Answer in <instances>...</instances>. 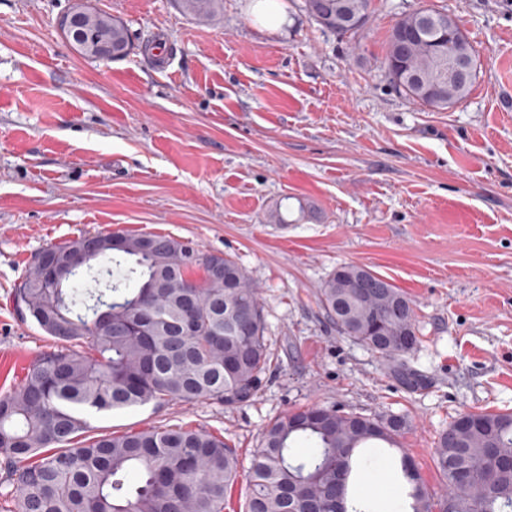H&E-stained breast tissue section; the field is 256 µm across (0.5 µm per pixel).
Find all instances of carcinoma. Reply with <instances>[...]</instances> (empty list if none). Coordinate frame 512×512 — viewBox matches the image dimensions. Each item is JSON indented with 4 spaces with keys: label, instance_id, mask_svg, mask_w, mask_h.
<instances>
[{
    "label": "carcinoma",
    "instance_id": "1",
    "mask_svg": "<svg viewBox=\"0 0 512 512\" xmlns=\"http://www.w3.org/2000/svg\"><path fill=\"white\" fill-rule=\"evenodd\" d=\"M222 0H178L198 19ZM370 0H302L322 28L356 34ZM78 43L120 60L134 46L120 19L86 3ZM453 14L419 9L394 24L382 60L400 95L432 110L464 101L477 74L472 43L445 37ZM419 76L416 83L405 79ZM112 266H65L58 285L38 264L15 289L22 317L52 337L57 350L32 364L23 386L0 398V461L13 477L19 512H224L238 460L224 440L182 426L101 437L88 417L180 400L248 401L268 370L264 308L257 288L231 257L172 236L85 235L50 247L64 258L87 241ZM222 274H211L215 264ZM318 299L330 321L386 359L417 345L414 309L381 275L344 265L325 279ZM403 416L364 417L335 407L284 414L265 429L251 460L245 512H358L349 496L353 469L368 472L384 447H398ZM305 443L309 453L294 454ZM434 461L448 494L439 499L414 463H400L407 512H512V413L464 412L440 434ZM468 468L466 489L455 472Z\"/></svg>",
    "mask_w": 512,
    "mask_h": 512
}]
</instances>
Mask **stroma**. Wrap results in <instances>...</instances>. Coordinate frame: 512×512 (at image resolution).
<instances>
[{"label":"stroma","instance_id":"35a3bbf8","mask_svg":"<svg viewBox=\"0 0 512 512\" xmlns=\"http://www.w3.org/2000/svg\"><path fill=\"white\" fill-rule=\"evenodd\" d=\"M142 53L81 55L59 18L75 0H0V396L57 344L12 295L38 252L85 234L169 235L233 257L257 285L271 367L256 394L115 410L91 433L183 426L236 453L224 512H243L266 426L333 406L405 416L381 468L412 459L444 495L439 435L466 411L512 412V0H371L356 35L295 0L263 25L254 0L202 22L176 0H93ZM454 14L476 50L462 103L434 112L381 61L406 12ZM358 264L402 289L416 349L393 360L340 332L318 301Z\"/></svg>","mask_w":512,"mask_h":512}]
</instances>
